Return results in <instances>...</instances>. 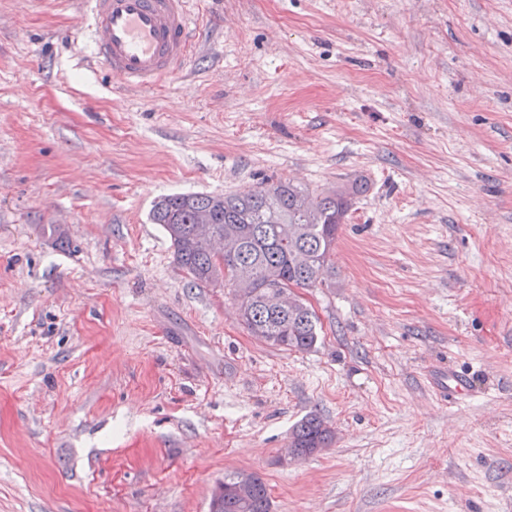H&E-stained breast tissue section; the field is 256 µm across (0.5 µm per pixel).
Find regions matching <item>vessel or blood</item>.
<instances>
[{"label": "vessel or blood", "instance_id": "b4317fda", "mask_svg": "<svg viewBox=\"0 0 512 512\" xmlns=\"http://www.w3.org/2000/svg\"><path fill=\"white\" fill-rule=\"evenodd\" d=\"M189 0H85L95 29L92 56L120 83L145 88L192 61Z\"/></svg>", "mask_w": 512, "mask_h": 512}]
</instances>
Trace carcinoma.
<instances>
[{
	"label": "carcinoma",
	"mask_w": 512,
	"mask_h": 512,
	"mask_svg": "<svg viewBox=\"0 0 512 512\" xmlns=\"http://www.w3.org/2000/svg\"><path fill=\"white\" fill-rule=\"evenodd\" d=\"M361 191L353 183L313 194L289 182L265 179L247 193L224 195L214 226L231 237L233 247L221 263L193 234L196 213L211 207L213 195H168L155 204L151 220L163 227L176 263L194 282L224 283L233 288L237 300L247 302L242 321L251 335L272 346L309 351L319 339L314 312L308 307L276 309L269 294L290 285H324L339 231ZM334 439L327 422L309 414L293 427L290 442L302 448H329ZM239 474H224L212 500L216 512H271L270 493L259 476L253 499L235 500L230 487Z\"/></svg>",
	"instance_id": "obj_1"
}]
</instances>
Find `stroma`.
I'll return each mask as SVG.
<instances>
[{"mask_svg":"<svg viewBox=\"0 0 512 512\" xmlns=\"http://www.w3.org/2000/svg\"><path fill=\"white\" fill-rule=\"evenodd\" d=\"M124 90L80 0H0V512H512V0H195ZM364 184L308 352L260 342L165 194ZM465 379L440 396L428 375ZM331 448L283 464L307 414ZM244 470L231 471L224 474V483L220 491L214 496L212 503L217 510L213 512H270L271 499L266 483L256 476V492L253 499L248 503H240L236 499L245 500L252 496L254 488L252 480L247 475L239 477L237 482L230 487L238 475Z\"/></svg>","mask_w":512,"mask_h":512,"instance_id":"35a3bbf8","label":"stroma"}]
</instances>
